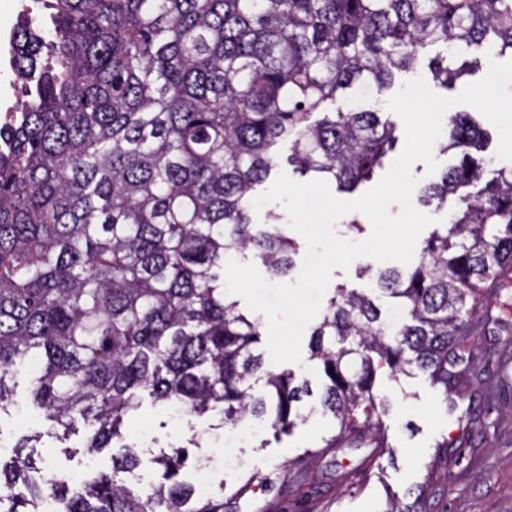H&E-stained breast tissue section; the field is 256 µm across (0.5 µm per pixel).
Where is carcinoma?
I'll list each match as a JSON object with an SVG mask.
<instances>
[{
	"label": "carcinoma",
	"mask_w": 512,
	"mask_h": 512,
	"mask_svg": "<svg viewBox=\"0 0 512 512\" xmlns=\"http://www.w3.org/2000/svg\"><path fill=\"white\" fill-rule=\"evenodd\" d=\"M51 39L18 29L16 75L29 76L31 45L47 50L35 95L0 152V416L17 376L57 438L74 415L85 448L122 449L112 470L63 479L38 465L21 436L0 457V512H241L255 487L288 482L287 465L242 477L228 494L179 480L196 438L153 463L162 481L134 493L124 475L140 459L124 438L140 394L224 425L252 416L275 434L306 420L307 378L263 369L260 325L224 293L231 251L272 276L293 266L295 240L276 224L254 229L255 190L278 165L352 192L383 166L396 142L381 113L357 105L312 116L353 90L382 95L427 50L432 81L468 73L467 52L492 42L512 57V0H41ZM446 153L482 149L466 112L444 115ZM464 151L420 200L448 212L413 267L359 268L406 312L388 326L362 291L343 285L313 328L322 369L321 413L336 434L315 450L389 448L374 394L378 373H421L441 401L465 371L449 356L494 321L493 301L512 278V166L482 181ZM261 391H256L257 385Z\"/></svg>",
	"instance_id": "cac0c4a2"
}]
</instances>
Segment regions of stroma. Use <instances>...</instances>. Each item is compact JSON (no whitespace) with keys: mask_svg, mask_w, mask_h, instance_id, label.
Returning a JSON list of instances; mask_svg holds the SVG:
<instances>
[{"mask_svg":"<svg viewBox=\"0 0 512 512\" xmlns=\"http://www.w3.org/2000/svg\"><path fill=\"white\" fill-rule=\"evenodd\" d=\"M494 314L482 336L456 348L457 365L476 361L481 374L448 401H441L422 375L381 374L376 398L389 408L383 422L392 456H377L369 446L321 453L334 426L314 415L279 438L266 421L246 418L236 428L241 439L228 459L219 415L176 419L168 407L146 397L127 427L143 461L128 484L149 491L155 479L150 455L186 445L196 434L201 446L194 454L202 468L189 471L188 479L207 494H219L222 484H234L243 474L267 473L296 460L287 484L253 493L248 512H390L396 504L408 512H512V382L491 400L484 383L498 372L499 352H512V288L496 300ZM17 381V413L0 418V456H11L19 436L39 432L38 451L59 472L79 478L111 468V449L91 454L85 448L83 419H76L67 444L48 436L32 407L26 374H18ZM446 439L454 448L437 456V443Z\"/></svg>","mask_w":512,"mask_h":512,"instance_id":"1","label":"stroma"}]
</instances>
